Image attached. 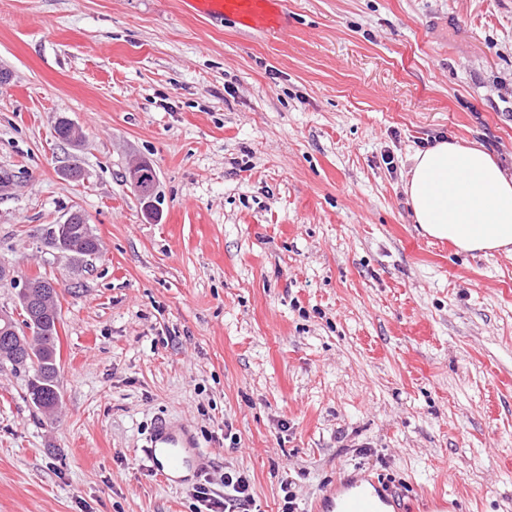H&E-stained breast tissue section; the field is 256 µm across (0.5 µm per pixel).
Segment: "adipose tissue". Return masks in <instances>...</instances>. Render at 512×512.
Instances as JSON below:
<instances>
[{"mask_svg": "<svg viewBox=\"0 0 512 512\" xmlns=\"http://www.w3.org/2000/svg\"><path fill=\"white\" fill-rule=\"evenodd\" d=\"M405 192L429 237L469 253L512 245V175L483 148L441 140L418 152Z\"/></svg>", "mask_w": 512, "mask_h": 512, "instance_id": "ef3b65f1", "label": "adipose tissue"}]
</instances>
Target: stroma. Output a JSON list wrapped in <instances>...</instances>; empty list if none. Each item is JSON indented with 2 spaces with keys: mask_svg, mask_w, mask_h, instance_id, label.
<instances>
[{
  "mask_svg": "<svg viewBox=\"0 0 512 512\" xmlns=\"http://www.w3.org/2000/svg\"><path fill=\"white\" fill-rule=\"evenodd\" d=\"M183 2L0 0V311L57 284L62 400L0 371V512H195L142 451L162 418L258 512L366 471L512 512V253L422 235L405 194L443 138L512 172V0ZM76 209L102 247L73 261L44 234Z\"/></svg>",
  "mask_w": 512,
  "mask_h": 512,
  "instance_id": "obj_1",
  "label": "stroma"
}]
</instances>
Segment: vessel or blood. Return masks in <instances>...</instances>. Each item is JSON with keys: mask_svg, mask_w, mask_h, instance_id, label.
Instances as JSON below:
<instances>
[{"mask_svg": "<svg viewBox=\"0 0 512 512\" xmlns=\"http://www.w3.org/2000/svg\"><path fill=\"white\" fill-rule=\"evenodd\" d=\"M159 476L168 482L177 474L190 471L201 475L208 466V457L198 448L187 426L165 420L158 421L145 449ZM395 498L379 478L346 480L341 487L328 491L316 501L314 512H390Z\"/></svg>", "mask_w": 512, "mask_h": 512, "instance_id": "obj_1", "label": "vessel or blood"}]
</instances>
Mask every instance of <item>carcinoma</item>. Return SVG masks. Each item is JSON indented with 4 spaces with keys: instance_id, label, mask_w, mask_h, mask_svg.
I'll use <instances>...</instances> for the list:
<instances>
[{
    "instance_id": "obj_1",
    "label": "carcinoma",
    "mask_w": 512,
    "mask_h": 512,
    "mask_svg": "<svg viewBox=\"0 0 512 512\" xmlns=\"http://www.w3.org/2000/svg\"><path fill=\"white\" fill-rule=\"evenodd\" d=\"M74 241V259L99 253L101 243L91 226L81 221L70 224ZM23 319L16 322L11 316L0 319V343L12 337V344L0 347V368L11 367L14 372L28 373V393L33 405L45 416L54 415L61 395L58 384L60 345L58 295L47 294L37 312H32L23 296H18Z\"/></svg>"
}]
</instances>
